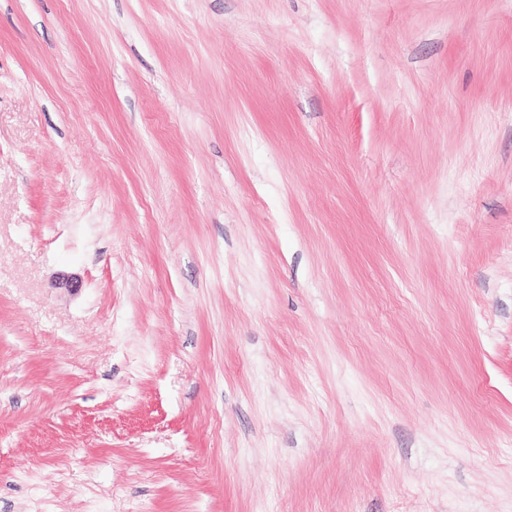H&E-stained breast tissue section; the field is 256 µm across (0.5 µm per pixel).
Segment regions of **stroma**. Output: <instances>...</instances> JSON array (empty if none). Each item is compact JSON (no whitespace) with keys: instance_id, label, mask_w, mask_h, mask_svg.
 <instances>
[{"instance_id":"35a3bbf8","label":"stroma","mask_w":512,"mask_h":512,"mask_svg":"<svg viewBox=\"0 0 512 512\" xmlns=\"http://www.w3.org/2000/svg\"><path fill=\"white\" fill-rule=\"evenodd\" d=\"M0 512H512V0H0Z\"/></svg>"}]
</instances>
